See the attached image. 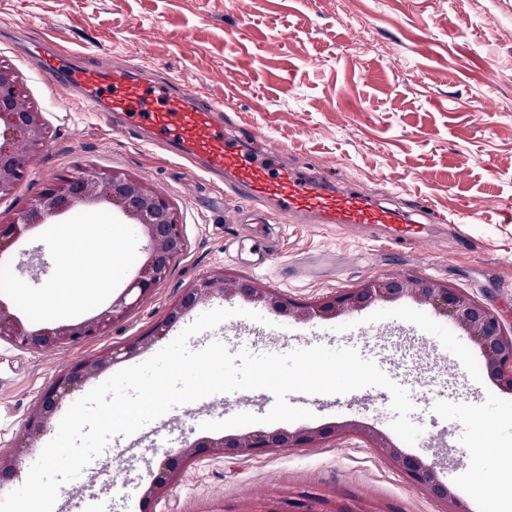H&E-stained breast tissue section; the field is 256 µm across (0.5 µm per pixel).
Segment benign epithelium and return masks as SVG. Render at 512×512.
<instances>
[{"label": "benign epithelium", "mask_w": 512, "mask_h": 512, "mask_svg": "<svg viewBox=\"0 0 512 512\" xmlns=\"http://www.w3.org/2000/svg\"><path fill=\"white\" fill-rule=\"evenodd\" d=\"M47 134L42 113L30 105L11 69L0 66L1 195L13 192L23 177L26 160L16 150V143L23 142L37 148L43 145ZM102 203L112 206L137 225L146 238L147 258L134 281L96 316L55 328L28 329L10 311L9 306L0 301V339L32 351H53L81 340L103 337L113 325L124 321L134 307L167 278L173 262L183 253L185 246L179 216L172 204L147 182L121 170L106 173L88 169L78 178L58 179L13 218L0 220V254L25 237L35 225L48 224L77 206ZM214 295L238 296L256 308L298 321L336 318L374 303L410 298L450 318L463 329L481 350L486 370L499 388L512 393V333L504 329L498 315L462 290L432 278L411 275L370 279L357 288L305 305L295 302L286 293L263 288L251 279L224 276L203 278L169 309L164 321L149 337L139 339L129 350L152 344L157 337L164 335L170 324ZM112 361L113 356L105 352L59 376L32 411L29 427L35 431L46 430L58 401L73 383L95 376ZM354 433L364 435L372 447L382 449L413 483L426 488L435 498L445 502L455 499L448 487L438 480L433 465L404 455L383 433L351 421L320 429L257 430L186 443L166 455L146 495L150 499L162 497L179 472L196 460L201 448L208 449L214 455L248 456L275 448H304L327 438Z\"/></svg>", "instance_id": "obj_1"}]
</instances>
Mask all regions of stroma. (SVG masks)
I'll return each mask as SVG.
<instances>
[{"label":"stroma","instance_id":"1","mask_svg":"<svg viewBox=\"0 0 512 512\" xmlns=\"http://www.w3.org/2000/svg\"><path fill=\"white\" fill-rule=\"evenodd\" d=\"M46 40L92 63L118 57L196 86L229 106L230 126L254 131L253 146L286 147L284 163L299 172L393 206L426 204L441 218L432 243L391 245L357 225L261 224L257 230L274 255L258 256L243 238L244 225L225 222L234 202L222 187L167 151L144 146L136 133L113 130L104 116L74 111L27 55ZM1 64L15 72L49 134L15 193L0 199V218L78 169H119L172 203L185 249L167 279L105 337L50 352L0 340V456L37 459L70 405L98 383L149 359L198 313L243 307L237 297L212 298L129 354L207 276L248 278L306 303L369 278L412 274L469 293L512 333V221L502 216L512 207V0H351L343 12L336 0H0ZM474 205L483 208L481 222L451 223ZM89 224L113 239L111 292L89 295L62 313L41 312L35 300L58 275L57 236ZM145 246L112 209H71L12 247L0 299L30 328L81 322L136 277ZM273 321L262 332L248 318L232 317L188 344L220 341L235 350L263 334L295 349L339 348L383 337L382 361L396 365L405 355L408 375L435 378L410 397V418L422 434L399 448L435 464L438 478L451 470L468 474L469 485L449 484L454 502L432 498L358 437L251 456L205 454L182 469L164 497L145 500L158 468L157 442L174 450L205 437L203 422L243 412L265 416L267 392L257 389L245 404L229 398L218 406L204 397L180 405L156 418L153 431L126 436L82 482L60 487L59 512H70L109 479L118 486L107 503L111 512H284L288 498L303 491L316 494L317 512L357 503L368 512H498L499 503L512 499V462L484 469L472 418L492 405L502 422L495 441L512 449V395L490 380L478 346L452 321L408 299L332 319ZM107 349L113 362L74 386L31 447H18L55 380ZM290 403L311 411L309 427L354 421L393 433L394 415L377 392L347 398L295 392Z\"/></svg>","mask_w":512,"mask_h":512}]
</instances>
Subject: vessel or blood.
I'll return each instance as SVG.
<instances>
[{
    "label": "vessel or blood",
    "instance_id": "obj_1",
    "mask_svg": "<svg viewBox=\"0 0 512 512\" xmlns=\"http://www.w3.org/2000/svg\"><path fill=\"white\" fill-rule=\"evenodd\" d=\"M39 68L78 111L100 113L120 130L147 131L146 145L174 152L223 184L225 196L245 202L261 222L377 226L395 244H421L431 237L429 226L411 212L300 176L280 166L274 152L258 156L247 142L225 135L223 105L204 99L192 85L175 78L159 84L163 106L152 111L145 68L121 62L73 66L63 54L41 61Z\"/></svg>",
    "mask_w": 512,
    "mask_h": 512
}]
</instances>
